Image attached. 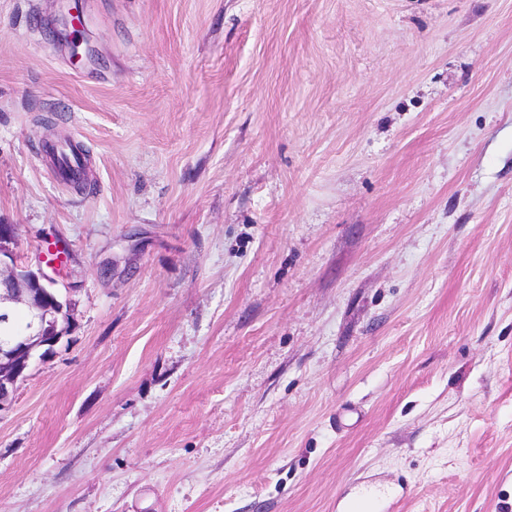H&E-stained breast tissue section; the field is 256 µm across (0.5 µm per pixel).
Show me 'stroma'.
Wrapping results in <instances>:
<instances>
[{
    "label": "stroma",
    "instance_id": "1",
    "mask_svg": "<svg viewBox=\"0 0 512 512\" xmlns=\"http://www.w3.org/2000/svg\"><path fill=\"white\" fill-rule=\"evenodd\" d=\"M81 6L76 65L0 0V224L77 284L0 512H512V0ZM54 161L57 172L68 180L77 179L83 168V158L79 152H74L65 146H48L45 151Z\"/></svg>",
    "mask_w": 512,
    "mask_h": 512
}]
</instances>
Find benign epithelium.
Instances as JSON below:
<instances>
[{
  "label": "benign epithelium",
  "mask_w": 512,
  "mask_h": 512,
  "mask_svg": "<svg viewBox=\"0 0 512 512\" xmlns=\"http://www.w3.org/2000/svg\"><path fill=\"white\" fill-rule=\"evenodd\" d=\"M17 231L15 224L0 225V329L20 312L28 315L30 329L0 341V412L12 405L36 349L53 353L75 320L69 265L48 263L41 254L33 266L22 261L13 249Z\"/></svg>",
  "instance_id": "obj_1"
}]
</instances>
